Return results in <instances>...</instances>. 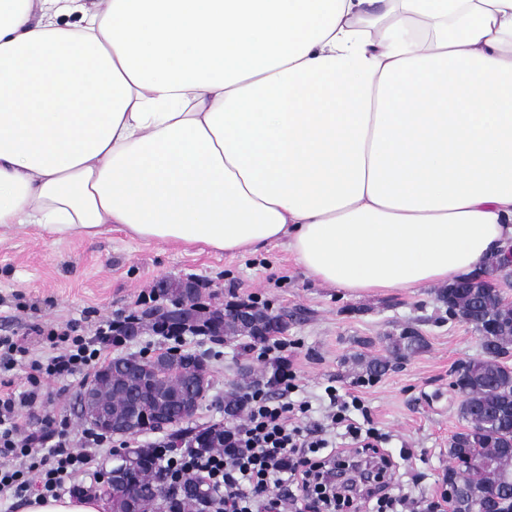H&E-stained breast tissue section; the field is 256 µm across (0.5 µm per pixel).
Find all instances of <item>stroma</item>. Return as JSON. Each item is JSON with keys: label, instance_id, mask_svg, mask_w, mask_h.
Listing matches in <instances>:
<instances>
[{"label": "stroma", "instance_id": "stroma-1", "mask_svg": "<svg viewBox=\"0 0 512 512\" xmlns=\"http://www.w3.org/2000/svg\"><path fill=\"white\" fill-rule=\"evenodd\" d=\"M192 276L204 282L216 303L255 301L275 314H287L285 338L298 341L293 358L301 394L321 420L325 389L359 394L375 426L389 440L393 461L390 486L405 484L417 500L439 496L448 476V442L467 427L453 387L455 368L482 358L474 326L450 317L440 285L394 290L360 297L308 277L286 247L271 244L256 252L227 255L199 245L143 241L120 225L96 237L56 239L36 229L0 227V336L26 339L32 353L44 349V331L75 324L94 335L108 320L127 315L160 277ZM407 329L423 347L382 376L367 379L365 367L390 358V342ZM185 351L203 355L210 387L186 428L205 427L224 418V394L243 384V369L254 380L266 362L247 352L246 337L215 342L186 335ZM45 409H58L73 434L86 427L77 401L80 382L62 388L44 385Z\"/></svg>", "mask_w": 512, "mask_h": 512}]
</instances>
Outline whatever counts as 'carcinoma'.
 Segmentation results:
<instances>
[{"label": "carcinoma", "mask_w": 512, "mask_h": 512, "mask_svg": "<svg viewBox=\"0 0 512 512\" xmlns=\"http://www.w3.org/2000/svg\"><path fill=\"white\" fill-rule=\"evenodd\" d=\"M202 293L196 291L188 297V289L181 280H170L158 289L151 303H143L136 311L137 327L152 332L169 334L176 323L173 321L171 306L182 303L183 322L206 324L212 337L244 336L254 341L261 337L254 335L235 322H226L215 312L204 316L194 312L201 301ZM443 299H451L461 311L476 313L486 318L494 327L496 335L483 338L486 357L468 362L463 376L466 399L461 402L460 413L467 419L474 411H484L492 424L480 431L467 429L455 434L448 443V472L455 481L472 494L467 509L487 507L495 498L507 494L508 480L512 477V457L502 455V449L512 445V367L499 361L509 353L512 346V318L503 324L505 304L498 293L477 297L466 281L460 287L442 291ZM398 357H405L421 348V338L412 331H404L393 341ZM197 357L182 352L178 356L170 350H160L148 357H117L107 363L112 370L111 380L101 387L103 404L112 412L127 415L140 404L150 408L158 405L171 406L176 395L187 390L197 375ZM243 399L239 390L225 394L224 411L235 416L243 413ZM184 421L180 415H171L162 421L152 417L144 420L136 417L132 432L173 429V441L185 440L207 450L224 448V433L221 428L209 431L183 432L179 425ZM120 461L128 464V472L136 480L140 490L139 512H152L153 506L164 489H154L160 475L157 459L137 448L127 452Z\"/></svg>", "instance_id": "cac0c4a2"}]
</instances>
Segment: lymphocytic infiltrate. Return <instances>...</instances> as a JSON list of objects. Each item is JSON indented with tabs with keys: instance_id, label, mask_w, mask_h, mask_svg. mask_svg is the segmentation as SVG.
<instances>
[{
	"instance_id": "1",
	"label": "lymphocytic infiltrate",
	"mask_w": 512,
	"mask_h": 512,
	"mask_svg": "<svg viewBox=\"0 0 512 512\" xmlns=\"http://www.w3.org/2000/svg\"><path fill=\"white\" fill-rule=\"evenodd\" d=\"M45 343L46 351L34 357L21 340L0 336V367L24 374L20 386L0 378V498L23 501L34 490L43 497L96 492L84 477L113 443L91 428L73 438L61 415H38L40 427L33 431L21 423L43 403L44 380L85 378L108 358L111 323L91 336L52 330ZM253 349L275 372L270 383L244 393V415L224 424L223 450L175 449L163 437L151 441L171 492L197 481L212 494V512H335L346 487L333 479L332 464L375 451L382 435L364 417L359 396L343 398L332 386L325 389L329 405L322 422H310L309 401L292 397L299 387L292 343L271 337Z\"/></svg>"
}]
</instances>
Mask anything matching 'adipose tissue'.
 <instances>
[{
    "mask_svg": "<svg viewBox=\"0 0 512 512\" xmlns=\"http://www.w3.org/2000/svg\"><path fill=\"white\" fill-rule=\"evenodd\" d=\"M112 224L284 239L352 294L475 275L512 245V0H0V226Z\"/></svg>",
    "mask_w": 512,
    "mask_h": 512,
    "instance_id": "obj_1",
    "label": "adipose tissue"
}]
</instances>
